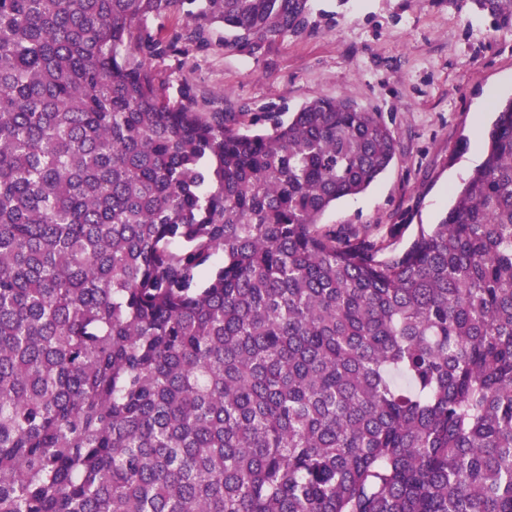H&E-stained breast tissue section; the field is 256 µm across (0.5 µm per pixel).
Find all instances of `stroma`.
<instances>
[{"label": "stroma", "mask_w": 512, "mask_h": 512, "mask_svg": "<svg viewBox=\"0 0 512 512\" xmlns=\"http://www.w3.org/2000/svg\"><path fill=\"white\" fill-rule=\"evenodd\" d=\"M306 26L233 48L210 42L148 58L159 80L187 87L203 111L291 115L345 97L381 113L399 151L366 192L322 216L402 251L419 225L439 223L453 191L482 163L493 104L512 96V32H492L470 0H309Z\"/></svg>", "instance_id": "stroma-1"}]
</instances>
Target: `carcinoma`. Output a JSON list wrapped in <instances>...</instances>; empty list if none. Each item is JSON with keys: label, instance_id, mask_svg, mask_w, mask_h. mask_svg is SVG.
<instances>
[{"label": "carcinoma", "instance_id": "carcinoma-1", "mask_svg": "<svg viewBox=\"0 0 512 512\" xmlns=\"http://www.w3.org/2000/svg\"><path fill=\"white\" fill-rule=\"evenodd\" d=\"M512 31V0H471ZM189 5L0 0V512H512V98L407 247L320 223L387 170L378 112H201L146 58ZM190 26L191 23L187 22L182 9L172 10L162 18L149 21V27L164 39L185 33Z\"/></svg>", "mask_w": 512, "mask_h": 512}]
</instances>
